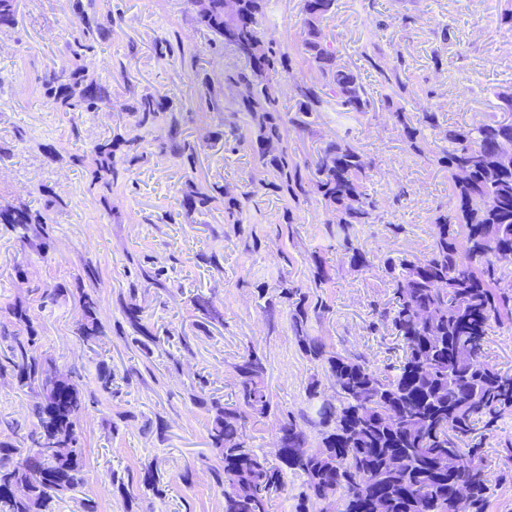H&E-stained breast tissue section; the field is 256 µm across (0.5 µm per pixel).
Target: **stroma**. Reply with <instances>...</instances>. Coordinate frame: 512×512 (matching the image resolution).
<instances>
[{
    "label": "stroma",
    "instance_id": "obj_1",
    "mask_svg": "<svg viewBox=\"0 0 512 512\" xmlns=\"http://www.w3.org/2000/svg\"><path fill=\"white\" fill-rule=\"evenodd\" d=\"M302 5L269 0L267 38L299 50ZM337 5L325 33L372 94L382 88L360 53L377 44L406 61L408 110L436 109L442 126L505 119L496 94L512 88V26L500 15L512 0H375L370 11L363 0ZM85 16L112 26L108 37L89 38L82 57L89 74L108 80L112 101L96 112L66 114L44 97L42 82L71 65ZM444 25L455 33L445 43L437 36ZM235 61L197 26L190 0H19L15 26L0 32V146L10 150L0 161V199L40 209L52 196L65 202L50 210L46 248L19 242L0 224V330L12 325L9 306L26 301L38 331L36 354L62 375H80L85 388L86 407L76 420L84 483L62 495L59 512H80L87 496L96 498L99 512H224L215 480L222 459L208 438L207 411L194 397L230 395L235 366L251 349L264 360L272 411L248 422L250 446L273 455L283 418L302 424L314 417L317 404L308 401L307 388L315 380L325 390L331 383L322 366L301 353L290 306L264 309L281 280L312 287L314 257L329 273L319 295L330 307L314 322V335L380 371L402 354L400 340L374 317L393 297L384 261L429 254L430 218L448 202L447 171L409 153L389 113L354 116L331 103L315 114L311 134H289L288 145L310 160L325 142L341 137L372 162L366 190L378 216L355 230L369 266H351L341 247L331 245L329 212L314 194L289 226L284 202L261 188L254 189L240 225L225 223L220 205L187 210L183 195L194 183L252 189L251 155L224 145V102L231 92L221 65ZM207 80L215 89L208 104L197 97ZM146 92L168 94L185 136L203 139L195 167L159 153L167 131L161 123L143 129L144 156L111 194H90L91 170L72 164L71 156L128 128L133 119L126 108ZM402 185L409 196L398 202ZM57 286L64 296L40 307L38 289ZM83 292L96 299L105 329L96 346L75 333L74 301ZM199 296L212 300L223 323L200 318L193 307ZM132 305L157 339L151 355L141 353L125 318ZM12 343L0 333V441L18 445L33 426L37 390L18 385L6 361ZM102 361L112 369L108 393L97 380ZM478 443L489 463L488 512H512V415ZM148 466L160 478L158 490L140 482ZM114 470L124 490L109 487ZM185 472L186 483L180 479Z\"/></svg>",
    "mask_w": 512,
    "mask_h": 512
}]
</instances>
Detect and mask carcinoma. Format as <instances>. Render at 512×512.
<instances>
[{
	"label": "carcinoma",
	"mask_w": 512,
	"mask_h": 512,
	"mask_svg": "<svg viewBox=\"0 0 512 512\" xmlns=\"http://www.w3.org/2000/svg\"><path fill=\"white\" fill-rule=\"evenodd\" d=\"M196 22L224 48L244 60L226 67L224 85L234 98L224 111L241 114L246 131L229 124L233 148L250 151L254 169L269 174L261 188L276 194L286 207L283 221L294 223V211L315 193L324 200L336 225L329 236L355 267L369 265L366 253L352 240L355 224L376 217L377 201L366 191L371 165L343 138L325 143L311 162L299 161L288 149V130L311 133L309 118L330 100L346 113L375 109L389 112L409 151L448 171L450 201L431 217L433 245L422 259L385 262L395 305L376 311L403 342V355L389 372L380 373L362 358L342 356L309 332L312 318L327 311L310 292L280 281L279 300L293 306L291 326L303 354L322 365L336 393L325 400L312 421L316 438L294 419L280 424L282 453L271 463L246 443V424L271 412L263 360L248 350L236 364L232 402L201 401L210 414L208 438L224 466L216 471L224 486V512H270L273 495L285 491L288 473L302 479L294 512H329L341 502L342 512H487L488 462L481 449L462 447L473 440L478 425L494 426L512 413V375L484 355L493 323L512 320V287L500 285L492 247L512 250V159L497 161L504 144L512 143V120L474 128L448 127V146L429 148L423 131L441 127L439 113L425 109L413 115L402 104L408 92L403 55L380 50L361 57L390 92L374 98L361 74L340 63L339 50L324 33L336 14L337 0H303L299 55L318 78L289 87L295 115L285 111L281 92H269L278 76H290L294 56L266 38L262 28L267 0H191ZM18 0H0V28L17 21ZM45 94L60 112L99 110L110 103V85L81 67L44 79ZM134 126L126 135L94 145L88 155L71 157L93 167L89 190L112 192L120 178L142 158L139 130L168 125L159 153L190 167L202 145L183 137L173 99L145 93L128 108ZM254 192L238 195L217 182L194 185L183 197L193 210L224 204V223L242 224ZM39 210L0 204V224H8L25 242L33 226L47 223ZM97 303L79 296L77 334L89 345L104 335L96 317ZM203 318L224 322L222 313L202 297L193 300ZM16 330L11 367L22 386L36 385L40 401L31 408L34 428L30 446L0 441V512H55V498L83 484V453L76 418L83 407L79 385L53 381L54 372L32 351L35 330L29 307H9ZM26 338H21V335Z\"/></svg>",
	"instance_id": "carcinoma-1"
}]
</instances>
